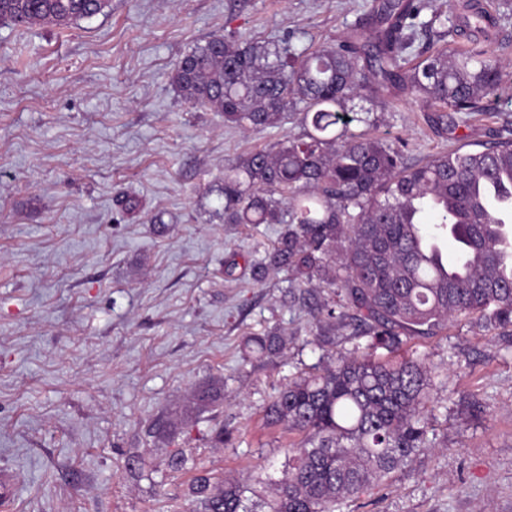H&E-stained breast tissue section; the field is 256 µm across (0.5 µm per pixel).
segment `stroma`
Returning <instances> with one entry per match:
<instances>
[{
    "instance_id": "obj_1",
    "label": "stroma",
    "mask_w": 512,
    "mask_h": 512,
    "mask_svg": "<svg viewBox=\"0 0 512 512\" xmlns=\"http://www.w3.org/2000/svg\"><path fill=\"white\" fill-rule=\"evenodd\" d=\"M372 0H111L65 27L0 23V469L12 512H194L189 487L278 478L297 434L267 424L289 378L366 346L288 300L253 266L279 224H228L224 174L301 137L292 112L245 131L184 102L176 63L215 36L318 48L362 32ZM508 67L483 115L422 119L382 90L375 136L410 163L512 134V14L492 29ZM290 336L280 358L245 339ZM406 349L432 365V447L341 512H512V343L460 317ZM224 400L196 410L198 387ZM230 443L215 440L218 427ZM186 463L172 468L174 452Z\"/></svg>"
}]
</instances>
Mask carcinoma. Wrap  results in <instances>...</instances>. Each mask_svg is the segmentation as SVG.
Masks as SVG:
<instances>
[{
  "label": "carcinoma",
  "mask_w": 512,
  "mask_h": 512,
  "mask_svg": "<svg viewBox=\"0 0 512 512\" xmlns=\"http://www.w3.org/2000/svg\"><path fill=\"white\" fill-rule=\"evenodd\" d=\"M109 7L110 0H0V19L67 26ZM492 23L478 0L451 8L445 0H377L361 38L296 52L286 42L215 36L175 66L186 103L222 112L238 128L274 127L301 113L304 136L253 152L225 174L224 222L285 225L257 273H290L300 295H321L311 308L319 326L348 318L371 337L289 380L267 405V420L301 440L262 503L247 481L226 479L211 490L200 478L192 487L198 512H336L431 447V368L413 357L381 360L374 350L396 351L402 337L433 336L459 316L512 333V284L490 232L501 224L499 202L476 192L489 178L512 181V138L409 164L401 142L349 130L350 103L376 85L441 112L484 111L502 82L501 63L484 46ZM464 34L470 46L409 65L419 36ZM450 226L473 255L460 279L413 246L414 235L446 237ZM247 345L274 358L288 350V337L274 331Z\"/></svg>",
  "instance_id": "obj_1"
}]
</instances>
